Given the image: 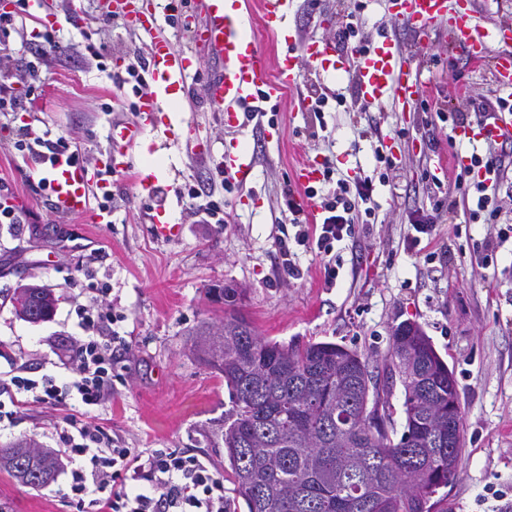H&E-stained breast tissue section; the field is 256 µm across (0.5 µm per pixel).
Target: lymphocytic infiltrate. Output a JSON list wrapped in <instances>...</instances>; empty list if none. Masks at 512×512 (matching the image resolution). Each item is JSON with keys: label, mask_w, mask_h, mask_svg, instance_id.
Segmentation results:
<instances>
[{"label": "lymphocytic infiltrate", "mask_w": 512, "mask_h": 512, "mask_svg": "<svg viewBox=\"0 0 512 512\" xmlns=\"http://www.w3.org/2000/svg\"><path fill=\"white\" fill-rule=\"evenodd\" d=\"M31 84L39 79L35 68L20 69L14 50L0 43V112L11 115L24 111L16 80ZM16 148L23 157L38 164L70 153L66 137L44 139L33 127L20 129ZM485 169L488 182L473 180L477 169ZM512 157L504 152L474 153L469 163L457 173L465 182L460 192L445 193L431 211L420 213L414 229L430 235L437 223H458L488 214L501 225L499 237L512 234V208H505L504 198L512 199ZM373 184L368 178L337 180L335 185L304 190L318 210L314 228H307V215L300 201L288 199V223L297 225L299 245L327 256L333 242L353 233L360 217L373 215ZM116 335L103 332L89 337L70 356L71 379L57 385L54 377L36 382L16 375L0 385L1 393L19 391L42 403L56 404L73 399L87 407L105 404L112 394V343ZM77 441L67 444L66 454L72 465L66 494L77 512H224V480L199 458L177 450L141 452L117 448L105 430L90 422L79 423Z\"/></svg>", "instance_id": "1"}]
</instances>
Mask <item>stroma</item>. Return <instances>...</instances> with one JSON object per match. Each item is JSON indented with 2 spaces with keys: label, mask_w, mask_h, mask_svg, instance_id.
<instances>
[{
  "label": "stroma",
  "mask_w": 512,
  "mask_h": 512,
  "mask_svg": "<svg viewBox=\"0 0 512 512\" xmlns=\"http://www.w3.org/2000/svg\"><path fill=\"white\" fill-rule=\"evenodd\" d=\"M360 32L367 40L387 36L421 61V100L427 109L398 111L392 103L363 107L351 81L323 80L302 62L297 85L280 90L266 105L262 124L236 131L191 74L182 92L183 112H160L146 126L138 148L129 150L124 170L110 174L117 207L108 224L88 216L58 217L45 192L37 191L29 166L15 149L19 126L32 124L48 139L66 136L81 149L92 173H104L114 122H133L138 97L132 85L115 90V67L133 51H147L149 34L107 27L103 0H80L78 25L62 24L52 35L66 50L62 60L40 68L42 84L26 99L15 120L0 116V203L28 213L24 224H0V379L16 366L32 380H67L71 348L86 336L82 312L101 314L123 338L112 355V397L88 410L75 401L46 405L21 395L11 417L0 419V445L25 437L54 451L65 446L70 420L92 421L123 448L177 449L198 455L224 479L227 512H247L235 493L234 473L224 449L214 447L211 421L229 407L222 375L196 360L190 333L223 316L222 304L206 294L215 285L242 288L240 308L266 338L283 344L333 342L369 361L377 382L386 379L393 326L419 324L453 371L463 415L458 476L439 489L443 512H512V239L497 242L498 227L485 218L436 225L431 239L414 241L413 223L429 208V188L440 179L454 185L469 144L449 141L440 112H470L471 99L498 98L489 70L448 47V27L430 41L394 17L389 0H359ZM16 22L0 31L23 62L38 59V47L23 42L18 28H33L30 7L0 0V13ZM340 21L339 0H291L288 25L299 40H332ZM337 92L315 117L304 100ZM192 124V137L208 152L167 143L169 120ZM276 125L280 138L267 140L261 125ZM237 138L253 153L246 186L225 192L219 173L224 142ZM158 154L161 188L167 189L166 223L177 237L156 238L148 221L151 200L135 184L141 149ZM329 163L335 178H371L375 221L356 225L333 242L330 256L339 271L327 284L323 262L295 243L294 225L280 223L292 172L306 158ZM394 165L398 187L383 183ZM214 187L223 204L220 224H191L182 189ZM291 245L299 279L282 267L278 240ZM495 241L485 254L487 241ZM488 265H480V257ZM25 286L50 289L57 299L51 318L31 323L13 305ZM62 465L39 488L0 471V504L8 512H71L63 492L70 475Z\"/></svg>",
  "instance_id": "stroma-1"
}]
</instances>
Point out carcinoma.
<instances>
[{
    "label": "carcinoma",
    "mask_w": 512,
    "mask_h": 512,
    "mask_svg": "<svg viewBox=\"0 0 512 512\" xmlns=\"http://www.w3.org/2000/svg\"><path fill=\"white\" fill-rule=\"evenodd\" d=\"M224 289V319L194 332L198 359L224 376L230 408L210 430L230 459L248 512H432L431 499L453 481L462 440L455 378L415 323L391 331L388 381L404 392L402 433L395 408L371 416L368 362L330 342L271 341L236 309ZM24 485L48 483L54 453L26 438L0 448V469Z\"/></svg>",
    "instance_id": "cac0c4a2"
}]
</instances>
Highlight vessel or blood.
Here are the masks:
<instances>
[{"label":"vessel or blood","mask_w":512,"mask_h":512,"mask_svg":"<svg viewBox=\"0 0 512 512\" xmlns=\"http://www.w3.org/2000/svg\"><path fill=\"white\" fill-rule=\"evenodd\" d=\"M395 14L411 23L420 37H429L440 22L448 24V41L476 64L490 65L500 92L512 94V20L494 26L474 23L470 0H461L456 11H449L448 0H390ZM259 15H252L244 0H199L204 20L191 27L194 47L176 50L168 36L159 34V10L180 15L182 0H122L117 16L126 27L150 32L147 67L152 90L142 96L138 119L133 123L113 126L112 149L118 153L134 148L145 126L152 124L160 110L161 98L180 88L190 73L198 71L199 52H206L219 68L206 81V98L224 114V125L234 129L240 125L242 104L256 100H272L283 87L294 86L299 78L301 60L313 63L319 74L333 81H351L367 104L393 102L407 108L417 100L418 76L412 59L406 58L399 45L383 38L366 49L348 54L332 42L298 43L290 30L287 17L289 0H260ZM273 32L283 39L285 52L276 63H269L261 48L259 32ZM456 134L473 144L490 141L512 142V113H483L472 125L458 128ZM221 165L227 177L246 181L252 171V157L237 139L224 144ZM38 179L49 190V202L58 216L70 217L90 213L95 224L112 221L110 210L91 211L90 192L94 185L84 165L69 156H57L52 162L38 166ZM321 168L318 160L308 159L293 174L302 188L318 183Z\"/></svg>","instance_id":"1"}]
</instances>
